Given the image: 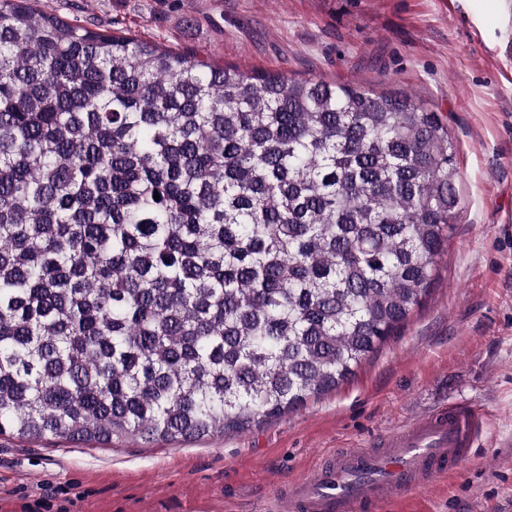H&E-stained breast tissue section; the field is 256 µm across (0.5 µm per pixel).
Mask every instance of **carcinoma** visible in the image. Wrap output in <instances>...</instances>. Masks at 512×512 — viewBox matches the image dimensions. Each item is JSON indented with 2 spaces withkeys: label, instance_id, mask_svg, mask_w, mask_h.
Returning a JSON list of instances; mask_svg holds the SVG:
<instances>
[{
  "label": "carcinoma",
  "instance_id": "carcinoma-1",
  "mask_svg": "<svg viewBox=\"0 0 512 512\" xmlns=\"http://www.w3.org/2000/svg\"><path fill=\"white\" fill-rule=\"evenodd\" d=\"M456 176L407 93L0 0V435L202 439L337 388L422 304Z\"/></svg>",
  "mask_w": 512,
  "mask_h": 512
}]
</instances>
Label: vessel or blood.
I'll return each mask as SVG.
<instances>
[{
  "label": "vessel or blood",
  "instance_id": "1",
  "mask_svg": "<svg viewBox=\"0 0 512 512\" xmlns=\"http://www.w3.org/2000/svg\"><path fill=\"white\" fill-rule=\"evenodd\" d=\"M490 425L486 409L460 402L387 432L377 448L340 450L313 477L276 486L278 512H373L384 501L458 474Z\"/></svg>",
  "mask_w": 512,
  "mask_h": 512
}]
</instances>
